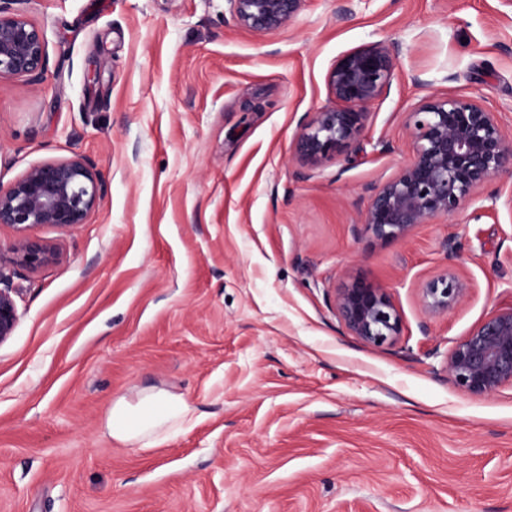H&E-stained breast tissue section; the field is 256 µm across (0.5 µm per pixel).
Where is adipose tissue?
Listing matches in <instances>:
<instances>
[{"instance_id": "obj_1", "label": "adipose tissue", "mask_w": 512, "mask_h": 512, "mask_svg": "<svg viewBox=\"0 0 512 512\" xmlns=\"http://www.w3.org/2000/svg\"><path fill=\"white\" fill-rule=\"evenodd\" d=\"M191 407L183 397L163 391L138 393L135 399H119L110 409L105 431L122 443L143 442L151 448L188 420Z\"/></svg>"}]
</instances>
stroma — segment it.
<instances>
[{
	"label": "stroma",
	"mask_w": 512,
	"mask_h": 512,
	"mask_svg": "<svg viewBox=\"0 0 512 512\" xmlns=\"http://www.w3.org/2000/svg\"><path fill=\"white\" fill-rule=\"evenodd\" d=\"M341 4L256 36L226 0H23L47 63L0 79V186L81 156L104 195L72 231L34 229L57 260L6 269L0 512H512V386L471 395L446 372L512 302V178L401 241L362 226L426 98L477 101L512 139V0ZM381 40L398 65L364 135L297 162L331 67ZM448 267L472 294L426 315ZM354 279L387 287L395 342L345 329L334 293ZM144 390L188 401L182 431L103 436L112 402ZM0 343L7 341L14 333L18 323V311L15 291L9 287V278L1 273L0 268Z\"/></svg>",
	"instance_id": "1"
}]
</instances>
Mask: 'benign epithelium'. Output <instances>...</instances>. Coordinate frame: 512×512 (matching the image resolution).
Masks as SVG:
<instances>
[{"label": "benign epithelium", "mask_w": 512, "mask_h": 512, "mask_svg": "<svg viewBox=\"0 0 512 512\" xmlns=\"http://www.w3.org/2000/svg\"><path fill=\"white\" fill-rule=\"evenodd\" d=\"M0 0V78L39 81L46 65L42 30L15 5ZM237 25L256 35L287 26L307 0H227ZM397 58L386 41L370 43L336 60L327 75L334 106L315 113L297 135L294 157L306 164L330 160L363 135L369 112L393 78ZM412 155L398 173L376 187L363 226L376 240L399 241L429 220L455 215L489 180L512 176V141L498 115L451 92L424 101L409 113ZM104 192L102 179L85 158L36 165L7 188L0 187V225L15 232L9 262L30 269L57 258L32 235L50 224L68 232L84 223ZM471 281L448 267L421 288L424 313L432 316L464 304ZM346 330L366 344L382 346L402 334V319L384 286L355 280L334 295ZM18 323L15 291L0 273V343ZM448 380L460 390L489 395L512 386V305L493 310L457 341L448 355Z\"/></svg>", "instance_id": "1"}]
</instances>
